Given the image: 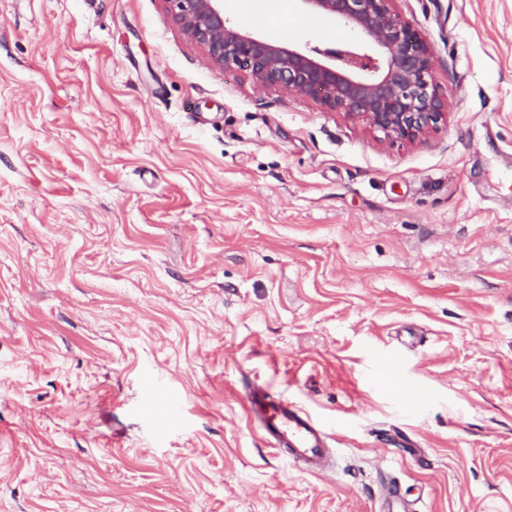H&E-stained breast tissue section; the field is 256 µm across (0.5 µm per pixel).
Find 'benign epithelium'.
Instances as JSON below:
<instances>
[{"label":"benign epithelium","mask_w":512,"mask_h":512,"mask_svg":"<svg viewBox=\"0 0 512 512\" xmlns=\"http://www.w3.org/2000/svg\"><path fill=\"white\" fill-rule=\"evenodd\" d=\"M184 38L217 68H239L287 95L312 97L392 143H416L439 129L448 104L436 93L433 46L412 29L396 0H295L299 11L348 29L323 46L285 47L238 29L224 0H166Z\"/></svg>","instance_id":"obj_1"}]
</instances>
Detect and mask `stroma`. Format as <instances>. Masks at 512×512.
<instances>
[{"label": "stroma", "instance_id": "stroma-1", "mask_svg": "<svg viewBox=\"0 0 512 512\" xmlns=\"http://www.w3.org/2000/svg\"><path fill=\"white\" fill-rule=\"evenodd\" d=\"M269 2L224 12L345 36ZM397 8L449 104L416 145L210 66L167 0H0V512H380L392 478L512 512V0ZM254 385L330 475L265 445ZM246 412L269 446L294 465L326 472L333 460L325 427L299 404L261 386L246 393Z\"/></svg>", "mask_w": 512, "mask_h": 512}]
</instances>
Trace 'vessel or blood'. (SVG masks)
<instances>
[{
  "label": "vessel or blood",
  "mask_w": 512,
  "mask_h": 512,
  "mask_svg": "<svg viewBox=\"0 0 512 512\" xmlns=\"http://www.w3.org/2000/svg\"><path fill=\"white\" fill-rule=\"evenodd\" d=\"M246 412L262 430L269 446L294 465L326 472L333 460L325 427L299 404L256 386L246 394ZM384 512H412L399 483L384 488Z\"/></svg>",
  "instance_id": "vessel-or-blood-1"
}]
</instances>
